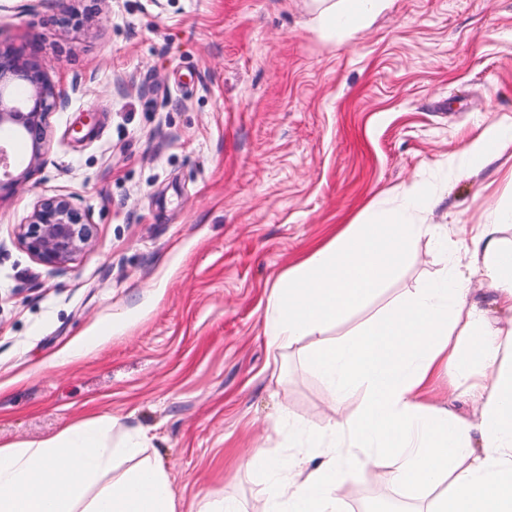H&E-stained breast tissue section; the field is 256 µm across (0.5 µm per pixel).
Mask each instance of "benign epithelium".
I'll list each match as a JSON object with an SVG mask.
<instances>
[{"label":"benign epithelium","mask_w":512,"mask_h":512,"mask_svg":"<svg viewBox=\"0 0 512 512\" xmlns=\"http://www.w3.org/2000/svg\"><path fill=\"white\" fill-rule=\"evenodd\" d=\"M15 80L26 85L24 107L5 96V89ZM56 100L55 86L35 59L24 58L22 51L0 50V129H19L31 141L22 169L10 165L7 150L0 147V194L22 186L43 165L46 119ZM16 238L37 261L58 272L95 245L89 211H79L73 198L65 195L37 201L27 223L18 225Z\"/></svg>","instance_id":"obj_1"}]
</instances>
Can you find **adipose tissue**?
Here are the masks:
<instances>
[{
    "instance_id": "obj_1",
    "label": "adipose tissue",
    "mask_w": 512,
    "mask_h": 512,
    "mask_svg": "<svg viewBox=\"0 0 512 512\" xmlns=\"http://www.w3.org/2000/svg\"><path fill=\"white\" fill-rule=\"evenodd\" d=\"M324 32H361L389 0H312ZM512 146V125L485 129L465 149L467 166L486 164ZM434 191L411 186L398 206L367 207L353 222L274 282L265 334L281 347L313 337L308 371L328 384L336 405L357 390L358 414L326 428L313 453L281 463L254 449L250 464L265 471L270 512H344V496L361 465L387 483L447 484L425 512H512V324L493 329L458 267L425 282L405 300L340 340L326 338L338 320L366 307L407 259L415 238L435 235L414 213L432 209ZM512 222V206L495 210L466 244L435 235L441 253L466 250L494 285L493 304L512 313V246L496 236ZM476 368L477 422L430 409L425 399L438 370ZM150 440L109 415L83 419L38 442L0 445V512H177L164 470L146 454ZM130 467L114 474L116 460Z\"/></svg>"
}]
</instances>
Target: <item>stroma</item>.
I'll use <instances>...</instances> for the list:
<instances>
[{"label": "stroma", "instance_id": "1", "mask_svg": "<svg viewBox=\"0 0 512 512\" xmlns=\"http://www.w3.org/2000/svg\"><path fill=\"white\" fill-rule=\"evenodd\" d=\"M0 0V49L37 44L59 99L44 165L0 196V445L99 414L144 431L177 512L223 491L268 512L255 445L315 442L335 411L299 347L274 348L279 274L367 206L414 184L439 196L417 222L462 232L512 200V147L463 171L488 126L512 124V0H392L372 27L325 37L308 0ZM91 210L95 248L57 272L13 242L34 203ZM342 338L438 275L431 237ZM473 371L428 399L474 420ZM420 512L429 493L376 482L345 496Z\"/></svg>", "mask_w": 512, "mask_h": 512}]
</instances>
